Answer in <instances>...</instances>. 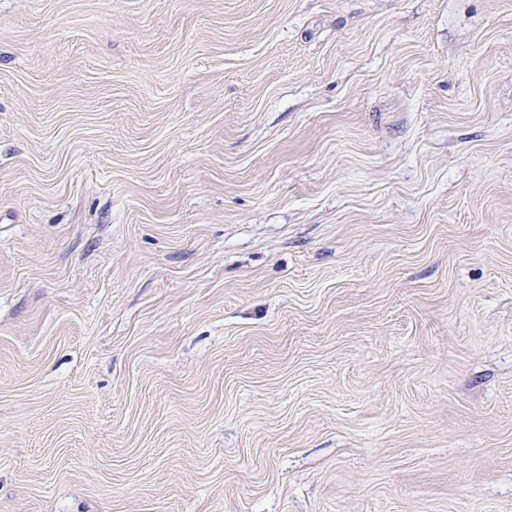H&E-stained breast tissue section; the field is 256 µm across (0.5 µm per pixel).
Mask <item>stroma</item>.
<instances>
[{"label": "stroma", "instance_id": "35a3bbf8", "mask_svg": "<svg viewBox=\"0 0 512 512\" xmlns=\"http://www.w3.org/2000/svg\"><path fill=\"white\" fill-rule=\"evenodd\" d=\"M0 512H512V0H0Z\"/></svg>", "mask_w": 512, "mask_h": 512}]
</instances>
